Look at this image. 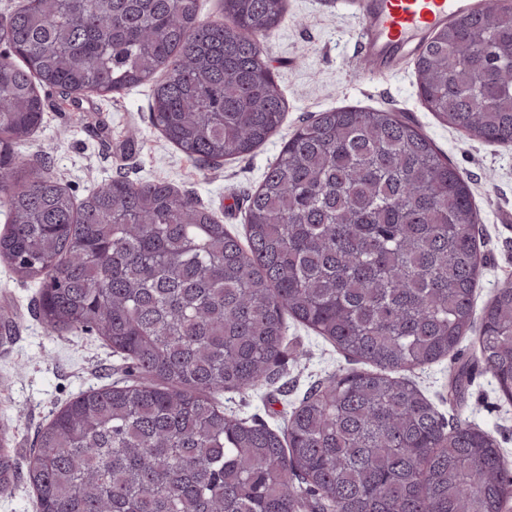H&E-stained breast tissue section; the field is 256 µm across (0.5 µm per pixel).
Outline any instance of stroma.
<instances>
[{"label": "stroma", "mask_w": 512, "mask_h": 512, "mask_svg": "<svg viewBox=\"0 0 512 512\" xmlns=\"http://www.w3.org/2000/svg\"><path fill=\"white\" fill-rule=\"evenodd\" d=\"M360 29L354 0H286L282 23L262 39L287 100L286 118L247 158L212 168L184 157L150 123L149 84L76 100L46 91L43 123L17 153L29 159L49 152L51 173L79 201L120 170L137 181H168L195 195L241 237L246 195L299 121L331 107L391 109L426 134L469 181L485 257L475 305L483 307L502 281L512 279V223L500 221L502 212L512 211V144L468 139L431 112L418 92L413 55H402L392 73L375 72L358 49ZM38 292V282L20 279L0 261V318L14 325L11 333L0 331V427L9 430L22 471L38 428L81 391L122 378L124 367L101 336L49 332L30 310ZM346 365L334 344L291 319L275 379L245 394L224 393L220 403L226 414L281 431L310 387ZM463 365L468 380L455 395L453 377ZM407 376L445 418L490 432L512 463V402L479 363L474 334L453 357Z\"/></svg>", "instance_id": "35a3bbf8"}]
</instances>
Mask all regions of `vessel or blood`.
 Here are the masks:
<instances>
[{"label": "vessel or blood", "mask_w": 512, "mask_h": 512, "mask_svg": "<svg viewBox=\"0 0 512 512\" xmlns=\"http://www.w3.org/2000/svg\"><path fill=\"white\" fill-rule=\"evenodd\" d=\"M475 0H376L368 22L367 54L379 59L439 29L449 18L474 10Z\"/></svg>", "instance_id": "b4317fda"}]
</instances>
